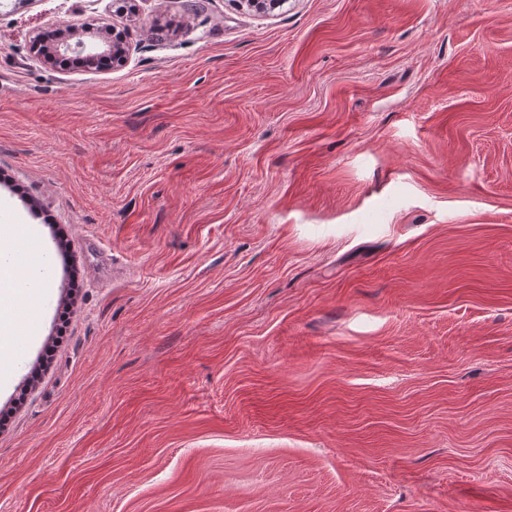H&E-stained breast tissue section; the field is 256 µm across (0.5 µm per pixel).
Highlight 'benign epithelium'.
<instances>
[{
    "instance_id": "1",
    "label": "benign epithelium",
    "mask_w": 512,
    "mask_h": 512,
    "mask_svg": "<svg viewBox=\"0 0 512 512\" xmlns=\"http://www.w3.org/2000/svg\"><path fill=\"white\" fill-rule=\"evenodd\" d=\"M247 10L268 15L282 7L287 0H238ZM43 35L37 33L33 36L35 47L41 48L39 61L50 67L56 66L60 60L71 55H80L89 62L106 66L109 63L124 65L128 61L129 44L125 33L112 30V36L102 35L99 42L89 43L84 40V35L73 27H66V32L49 44H43Z\"/></svg>"
}]
</instances>
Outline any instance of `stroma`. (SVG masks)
I'll list each match as a JSON object with an SVG mask.
<instances>
[{
    "instance_id": "35a3bbf8",
    "label": "stroma",
    "mask_w": 512,
    "mask_h": 512,
    "mask_svg": "<svg viewBox=\"0 0 512 512\" xmlns=\"http://www.w3.org/2000/svg\"><path fill=\"white\" fill-rule=\"evenodd\" d=\"M0 214V512H512V0H0ZM66 32L56 40L50 42L42 48L39 61L50 67H55L60 60L66 59L71 55L84 56L92 64L98 63L100 66H106L112 60V65H124L128 61L129 44L124 32L119 33L112 29V40L105 34H101L98 39L100 43H89L83 38L77 29L67 26ZM22 233H31V230L22 224H1L0 225V305L10 306L16 316L10 320L9 312L3 314L1 310L0 320L11 322V329L8 331L0 328V383L4 385L9 380V371L13 367L14 354L13 343L14 336H27L32 333L30 327L26 325L22 317V312L38 313L40 310L42 296L27 295L24 298L14 296L8 288H2L5 281L25 275L39 277L38 272L31 269L37 259L32 262L21 260L16 249L18 236ZM60 248L56 242L54 243V249L48 250L43 249L39 253L43 256L48 257V264L42 269V275L38 280H29V281H10V287L14 290L15 293H28L33 290H37L36 288H44L48 279L51 277L55 270L54 266V255L59 252Z\"/></svg>"
}]
</instances>
